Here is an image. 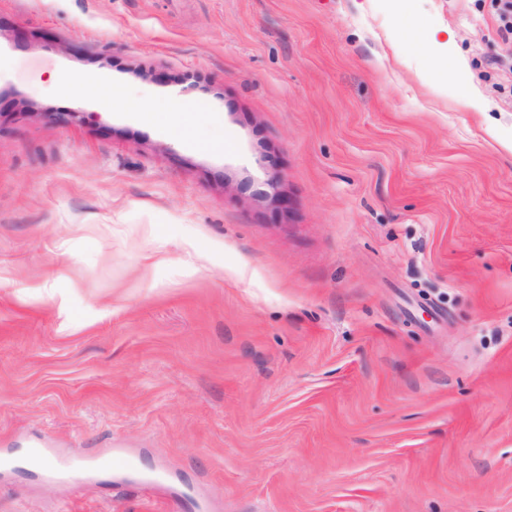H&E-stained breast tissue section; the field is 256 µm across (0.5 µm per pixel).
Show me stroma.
I'll return each mask as SVG.
<instances>
[{
	"label": "stroma",
	"instance_id": "35a3bbf8",
	"mask_svg": "<svg viewBox=\"0 0 512 512\" xmlns=\"http://www.w3.org/2000/svg\"><path fill=\"white\" fill-rule=\"evenodd\" d=\"M497 26L491 0H0V512H512ZM412 28L470 83L438 95ZM118 448L166 481L58 476ZM427 45V56L434 60H447L448 62H456L458 52L456 45L452 39L439 40L434 34ZM82 88L103 107L115 106L131 109L143 122L150 124L158 123L159 117L164 115L167 117V124L171 126L172 131L180 136L182 131L189 129L182 119L177 120L176 114L182 112H162L165 109L163 104L146 106L140 101L131 100L125 90L118 86L87 83L83 84Z\"/></svg>",
	"mask_w": 512,
	"mask_h": 512
}]
</instances>
